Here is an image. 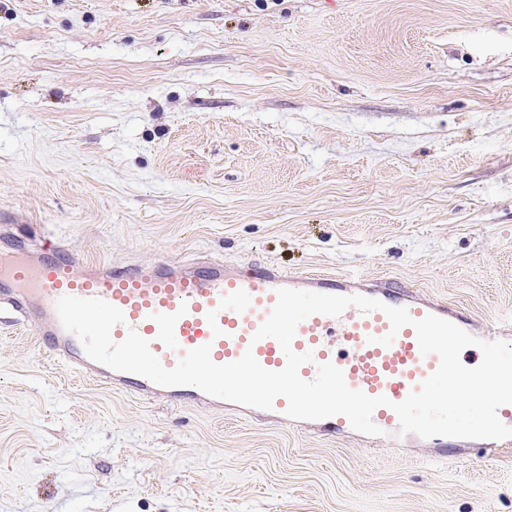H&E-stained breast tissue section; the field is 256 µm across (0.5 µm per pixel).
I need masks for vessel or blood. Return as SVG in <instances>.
<instances>
[{"label": "vessel or blood", "mask_w": 512, "mask_h": 512, "mask_svg": "<svg viewBox=\"0 0 512 512\" xmlns=\"http://www.w3.org/2000/svg\"><path fill=\"white\" fill-rule=\"evenodd\" d=\"M47 245L43 238L35 240L32 254H0V303L8 304L26 322L52 359L142 400H163L218 414L256 413L192 386L162 387L91 360L79 339L59 320L56 303L61 297L100 298L121 309L125 321L113 328V340L122 341L128 330H136L167 368L174 367L187 351L208 343L215 363L236 361L249 351L264 368L281 370L286 358L279 343L272 338L255 339L254 334L274 307L277 289L283 287L332 295L360 294L406 308L415 319L433 314L476 338L512 343V323L495 331L481 328L458 309L390 281L376 280L358 288L351 280L333 275L304 276L274 264L232 267L215 260L196 264L168 260L82 266L68 255L50 257ZM389 328L384 313L363 314L351 307L338 318L314 315L301 322L292 348L298 353L313 354L312 361L299 369L302 379L313 380L318 364L330 362L343 371L350 388L387 397L389 406L378 407L372 415L383 434L372 438L371 443L405 448L418 443L419 438L401 433L391 405L418 389L437 369L439 358L422 355L416 333L409 326L399 331L391 346L378 345V338L386 335ZM286 408V399L280 397L272 410L256 414L296 427V420L286 416ZM310 427L328 435L352 432L348 419L341 415L312 421ZM429 444L441 457L453 453L482 460L502 448H511L512 440L434 437Z\"/></svg>", "instance_id": "vessel-or-blood-1"}]
</instances>
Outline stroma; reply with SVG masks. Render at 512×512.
I'll use <instances>...</instances> for the list:
<instances>
[{"label": "stroma", "instance_id": "35a3bbf8", "mask_svg": "<svg viewBox=\"0 0 512 512\" xmlns=\"http://www.w3.org/2000/svg\"><path fill=\"white\" fill-rule=\"evenodd\" d=\"M1 217L82 262L277 263L512 320V0H0ZM0 512H512V448L142 401L5 307Z\"/></svg>", "mask_w": 512, "mask_h": 512}]
</instances>
